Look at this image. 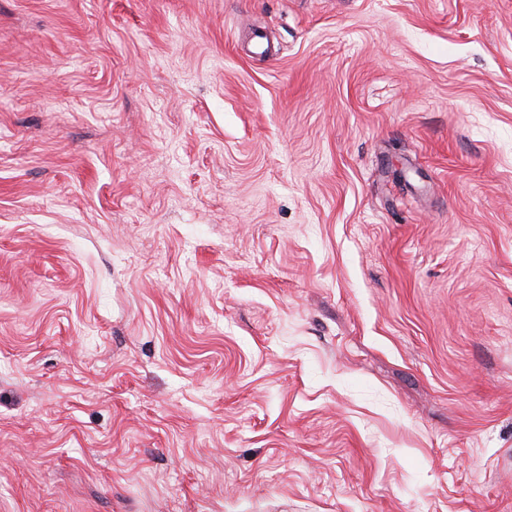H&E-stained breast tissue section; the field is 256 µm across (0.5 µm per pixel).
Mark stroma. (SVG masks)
<instances>
[{
    "label": "stroma",
    "instance_id": "obj_1",
    "mask_svg": "<svg viewBox=\"0 0 512 512\" xmlns=\"http://www.w3.org/2000/svg\"><path fill=\"white\" fill-rule=\"evenodd\" d=\"M0 512H512V0H0Z\"/></svg>",
    "mask_w": 512,
    "mask_h": 512
}]
</instances>
